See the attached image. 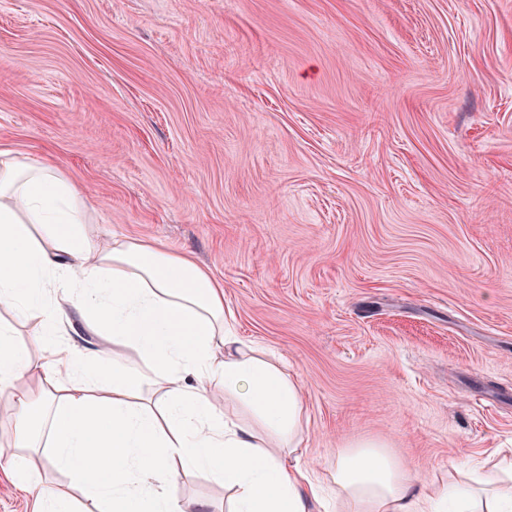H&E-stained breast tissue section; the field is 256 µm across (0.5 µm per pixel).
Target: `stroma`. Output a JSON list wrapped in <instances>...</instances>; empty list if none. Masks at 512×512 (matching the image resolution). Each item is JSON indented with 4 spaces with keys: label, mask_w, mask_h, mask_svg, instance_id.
<instances>
[{
    "label": "stroma",
    "mask_w": 512,
    "mask_h": 512,
    "mask_svg": "<svg viewBox=\"0 0 512 512\" xmlns=\"http://www.w3.org/2000/svg\"><path fill=\"white\" fill-rule=\"evenodd\" d=\"M4 149L223 283L327 491L365 441L512 455V0H0Z\"/></svg>",
    "instance_id": "35a3bbf8"
}]
</instances>
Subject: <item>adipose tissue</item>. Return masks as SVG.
I'll list each match as a JSON object with an SVG mask.
<instances>
[{
    "label": "adipose tissue",
    "instance_id": "obj_1",
    "mask_svg": "<svg viewBox=\"0 0 512 512\" xmlns=\"http://www.w3.org/2000/svg\"><path fill=\"white\" fill-rule=\"evenodd\" d=\"M100 336H63L67 309ZM0 396L12 437L0 470L36 512H187L181 478L231 492L227 512H313L307 409L281 357L236 336L224 288L187 254L90 227L83 194L54 166L0 152ZM37 322L46 354L16 338ZM136 360L121 357V350ZM44 456L67 486L42 481ZM346 512H512V460L426 492L377 442L336 457Z\"/></svg>",
    "mask_w": 512,
    "mask_h": 512
}]
</instances>
